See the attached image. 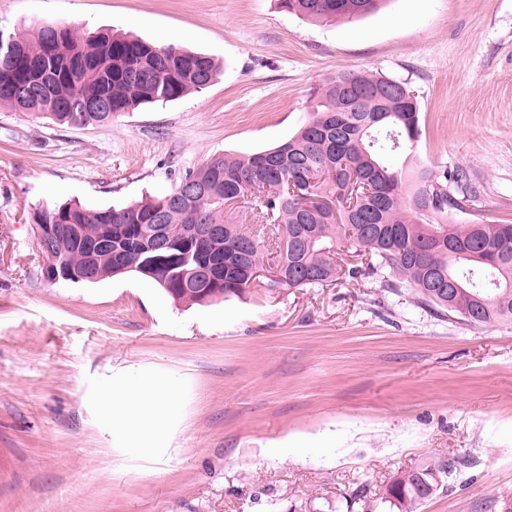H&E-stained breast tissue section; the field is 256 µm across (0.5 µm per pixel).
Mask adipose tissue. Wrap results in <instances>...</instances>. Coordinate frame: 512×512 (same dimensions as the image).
<instances>
[{
  "label": "adipose tissue",
  "mask_w": 512,
  "mask_h": 512,
  "mask_svg": "<svg viewBox=\"0 0 512 512\" xmlns=\"http://www.w3.org/2000/svg\"><path fill=\"white\" fill-rule=\"evenodd\" d=\"M102 397L103 414L111 419L113 436L122 447L142 454L167 442L162 424L178 406L173 382L130 374L113 381Z\"/></svg>",
  "instance_id": "ef3b65f1"
}]
</instances>
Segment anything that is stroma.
Returning a JSON list of instances; mask_svg holds the SVG:
<instances>
[{
    "instance_id": "1",
    "label": "stroma",
    "mask_w": 512,
    "mask_h": 512,
    "mask_svg": "<svg viewBox=\"0 0 512 512\" xmlns=\"http://www.w3.org/2000/svg\"><path fill=\"white\" fill-rule=\"evenodd\" d=\"M54 23L213 56L199 93L108 125L0 106V512H349L429 457L460 459L418 512L512 498V322L440 318L380 275L188 305L134 274L47 281L30 219L75 200L170 191L214 154L288 140L310 93L346 71L408 82L425 161L480 188L457 224L512 222V0H386L315 23L280 0H0V30ZM178 385L152 457L114 440L112 379Z\"/></svg>"
}]
</instances>
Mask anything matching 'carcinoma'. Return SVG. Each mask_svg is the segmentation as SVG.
<instances>
[{
  "mask_svg": "<svg viewBox=\"0 0 512 512\" xmlns=\"http://www.w3.org/2000/svg\"><path fill=\"white\" fill-rule=\"evenodd\" d=\"M308 20H340L378 10L382 0H281ZM54 37L60 59L89 66L69 76H44L28 93L14 89V55L0 46V105L59 125L110 124L142 104L168 102L206 89L220 65L211 56L174 45L156 46L123 33L75 35L42 24L12 34L14 49L32 61L46 60ZM312 112L287 141L259 152L213 156L186 172L175 188L120 207L90 209L78 201L38 213L47 224H75L53 251L77 271L91 268L103 280L134 273L157 283L173 300L217 303L249 292L254 268H266L270 291L335 285L360 272L347 253L380 273L395 293L438 316L471 326L512 321V224H450L448 212L475 199L468 173L428 165L420 157L418 96L408 83L384 74L344 72L311 93ZM112 103L109 111L92 106ZM197 192L178 196L182 182ZM463 198L448 193V182ZM253 200V223L270 229L276 253L264 266L266 239L225 214L233 199ZM163 225L170 246L118 265L116 252ZM199 224H222L220 237L184 242ZM112 234V247L90 252L85 243ZM219 260L224 283L210 288L188 278L200 260ZM455 461L428 458L388 483L364 512L385 504L416 512L433 495Z\"/></svg>",
  "mask_w": 512,
  "mask_h": 512,
  "instance_id": "obj_1",
  "label": "carcinoma"
}]
</instances>
